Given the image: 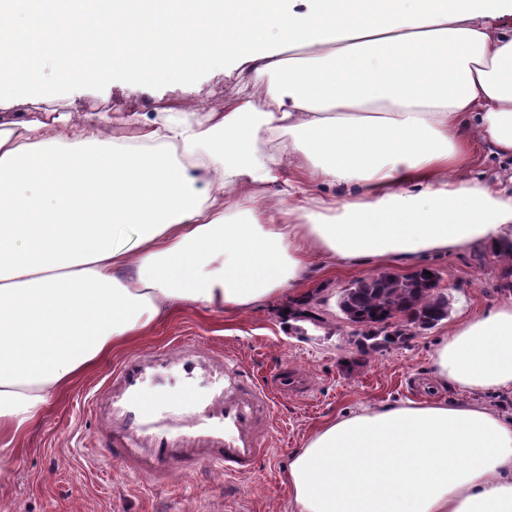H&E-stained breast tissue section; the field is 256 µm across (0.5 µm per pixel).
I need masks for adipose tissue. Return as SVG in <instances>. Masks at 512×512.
<instances>
[{
	"mask_svg": "<svg viewBox=\"0 0 512 512\" xmlns=\"http://www.w3.org/2000/svg\"><path fill=\"white\" fill-rule=\"evenodd\" d=\"M240 72L203 126L0 124V472L112 348L187 305L241 311L332 265L512 250V0H0V90ZM287 184L267 204L262 186ZM317 183L350 187L344 200ZM459 399L362 407L288 465L293 512H512V298L436 353ZM511 165V160L502 161L493 155L488 145L477 143L472 155V171L475 176H483L488 180H493L505 170H510Z\"/></svg>",
	"mask_w": 512,
	"mask_h": 512,
	"instance_id": "adipose-tissue-1",
	"label": "adipose tissue"
}]
</instances>
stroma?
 I'll return each mask as SVG.
<instances>
[{
    "label": "stroma",
    "instance_id": "1",
    "mask_svg": "<svg viewBox=\"0 0 512 512\" xmlns=\"http://www.w3.org/2000/svg\"><path fill=\"white\" fill-rule=\"evenodd\" d=\"M185 94L160 83L86 84L63 96L24 100L0 97V122L17 115L48 121L64 115L106 113L115 136L131 134L177 109L204 103L223 107L241 87L235 76L215 68L194 75ZM439 271L451 302L448 319L386 348L355 343L353 328L338 307L340 290L379 273L407 275ZM311 274L299 297L279 296L238 312L190 306L158 323L127 345L113 349L93 371L80 377L50 408L24 441L6 475L0 477V512H292L285 478L293 452L325 420L360 405L452 398L432 382L438 342L460 322L512 297V263L491 250L471 247L430 254L396 265L368 261L353 269H332L313 255ZM194 338L236 356L263 375L279 364L306 372L309 395L281 399L269 430L270 453L254 475L224 479L199 470L177 486L145 488L121 472H108L100 458L83 450L100 426L87 401L125 355Z\"/></svg>",
    "mask_w": 512,
    "mask_h": 512
}]
</instances>
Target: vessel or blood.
<instances>
[{"label":"vessel or blood","mask_w":512,"mask_h":512,"mask_svg":"<svg viewBox=\"0 0 512 512\" xmlns=\"http://www.w3.org/2000/svg\"><path fill=\"white\" fill-rule=\"evenodd\" d=\"M310 380L281 368L257 377L233 357L185 339L133 353L115 366L89 407L96 441L125 476L173 487L200 468L252 474L268 447L277 397L305 396Z\"/></svg>","instance_id":"b4317fda"}]
</instances>
